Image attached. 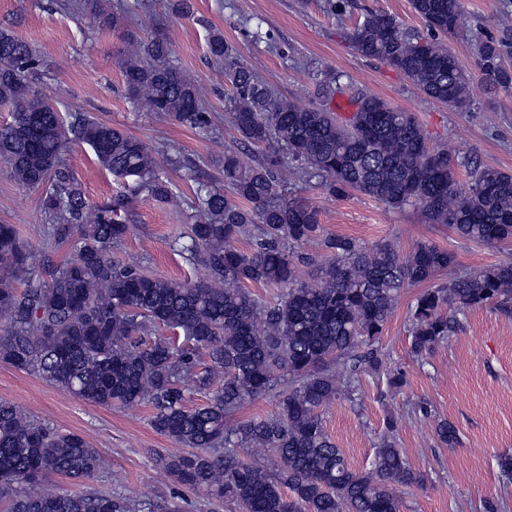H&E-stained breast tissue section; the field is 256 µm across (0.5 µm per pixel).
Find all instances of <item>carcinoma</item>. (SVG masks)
Masks as SVG:
<instances>
[{
  "label": "carcinoma",
  "instance_id": "carcinoma-1",
  "mask_svg": "<svg viewBox=\"0 0 512 512\" xmlns=\"http://www.w3.org/2000/svg\"><path fill=\"white\" fill-rule=\"evenodd\" d=\"M429 32L453 35L462 0H412ZM89 29L122 31L119 66L126 95L139 108L206 130L210 116L199 90L172 61L167 36L126 28L124 5L112 0H58ZM357 52L398 70L428 97L465 110L469 77L443 43L402 28L384 12L369 13L349 32ZM209 58L224 64L225 108L244 144L265 147L251 165L224 154V184L198 183L187 203L190 233L175 242L204 281L155 277L112 261L127 233L126 213L141 194L167 204L179 195L138 138L91 117H71L63 97L38 89L43 62L27 41L0 29V163L23 188L38 193L47 236L72 252L58 264H37L11 224H0V363L35 374L86 402L154 409L152 426L185 448L159 459L183 486L233 503L238 512H402L396 487L421 484L388 421L372 460L351 469L324 427V409L357 401L359 377L384 366V327L403 289L422 286L408 324L409 351L419 357L455 334L458 315L494 303L512 308V263L476 273L456 269L453 253L429 243L409 256L391 242L367 244L325 232L319 212L279 188L288 166L329 194L358 191L390 208L417 207L460 238L499 246L512 241V174L461 161L429 145L413 113L366 92L341 118L328 105L281 100L237 60L214 30ZM482 70L512 87V30L478 47ZM322 97L342 93L340 76L319 72ZM72 141L91 149L98 165L122 181L110 202L92 203L64 159ZM254 239L241 251L234 239ZM281 289L264 302L249 285ZM456 307V314L443 312ZM208 362L199 366L198 355ZM278 394L275 414L229 423L251 399ZM190 381L207 402L190 408ZM437 437L457 442L454 425L438 420ZM269 450L272 465L245 462L239 451ZM104 468L99 451L0 401V499L10 512H136L110 494H67L43 485L49 475L89 479Z\"/></svg>",
  "mask_w": 512,
  "mask_h": 512
}]
</instances>
